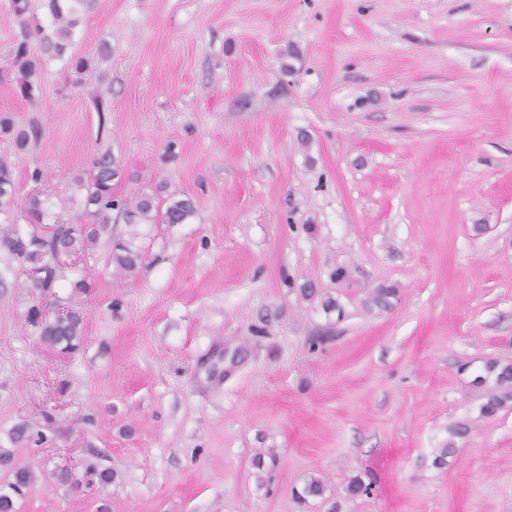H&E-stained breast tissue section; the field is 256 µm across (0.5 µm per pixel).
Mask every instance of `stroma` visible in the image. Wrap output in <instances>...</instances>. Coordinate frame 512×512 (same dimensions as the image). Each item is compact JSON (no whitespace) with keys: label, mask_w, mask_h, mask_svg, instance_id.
Masks as SVG:
<instances>
[{"label":"stroma","mask_w":512,"mask_h":512,"mask_svg":"<svg viewBox=\"0 0 512 512\" xmlns=\"http://www.w3.org/2000/svg\"><path fill=\"white\" fill-rule=\"evenodd\" d=\"M29 4L0 0V116L37 131L0 137L19 200L79 223L76 179L108 153L114 195L197 214L113 218L42 302L0 249V482L36 474L19 512H329L294 495L311 475L341 512H512V403L482 416L474 383L512 362V0H97L61 56ZM86 275L80 349H46L29 308ZM90 464L114 480L86 486ZM355 475L372 491L349 500ZM13 58L18 64L19 74L21 75V90L29 95L34 89L33 78L37 75L38 63L28 57V48L26 41H20L13 49ZM143 253L130 241L117 240L112 245L111 260L115 267L124 273L134 274L139 269Z\"/></svg>","instance_id":"35a3bbf8"}]
</instances>
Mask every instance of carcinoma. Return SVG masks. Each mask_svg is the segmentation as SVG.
I'll list each match as a JSON object with an SVG mask.
<instances>
[{"mask_svg":"<svg viewBox=\"0 0 512 512\" xmlns=\"http://www.w3.org/2000/svg\"><path fill=\"white\" fill-rule=\"evenodd\" d=\"M96 0H47L45 7L53 17L57 28L56 39H47L48 47L58 56L63 55L65 43L72 35V28L78 23L79 12L94 9ZM13 58L21 75V90L29 95L33 92V78L37 75L38 63L28 57L27 43L21 41L13 49ZM0 134L11 137L16 147L23 149L29 141V133L15 126L8 117H0ZM119 174L112 156L102 154L92 160L87 171L76 178L78 187L85 191L81 202L85 224H48L50 217L47 200L38 194L29 196L21 212L30 230L22 233L16 226L0 229V245L3 246L27 273L37 271L41 276L29 279V288L40 295L52 293L55 283L63 277V268L52 262L58 250L71 256L91 249L112 223V211L116 210L127 224H186L196 215V206L189 197H169L160 201L158 194L139 192L131 197L116 198L112 194V181ZM18 208L15 194V179L12 167L0 161V215L10 214ZM143 253L129 241L117 240L112 245L111 260L115 267L127 274L139 269ZM94 287V280L83 277L72 284L68 310L53 319H44L40 309H32L30 322L39 332L40 341L57 348L65 354L80 349L86 318L77 304L80 295ZM396 289L379 287L371 292L368 303L387 308ZM488 371L495 375V386L486 394L481 407L485 416L496 414L512 402V364L492 362ZM35 475L26 466L12 470L7 489L0 488V512H17L16 501L23 497L26 489L34 482ZM327 486L318 477H309L302 488L300 497L323 498Z\"/></svg>","mask_w":512,"mask_h":512,"instance_id":"cac0c4a2","label":"carcinoma"}]
</instances>
